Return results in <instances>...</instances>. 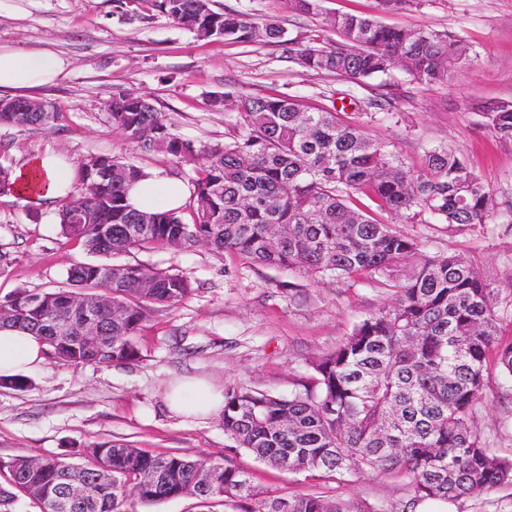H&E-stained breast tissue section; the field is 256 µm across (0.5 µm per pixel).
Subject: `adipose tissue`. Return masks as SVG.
Wrapping results in <instances>:
<instances>
[{"mask_svg":"<svg viewBox=\"0 0 512 512\" xmlns=\"http://www.w3.org/2000/svg\"><path fill=\"white\" fill-rule=\"evenodd\" d=\"M64 68L63 59L50 52L22 55L0 48V91H16L54 82ZM16 196L36 203L57 201L73 192L74 172L61 157L45 153L28 158L13 173ZM190 195L183 184L156 176L133 185L128 201L144 212L174 209ZM46 345L37 336L16 329H0V375L12 376L38 368ZM170 412L185 417H205L224 406V393L203 379L183 380L166 397Z\"/></svg>","mask_w":512,"mask_h":512,"instance_id":"obj_1","label":"adipose tissue"}]
</instances>
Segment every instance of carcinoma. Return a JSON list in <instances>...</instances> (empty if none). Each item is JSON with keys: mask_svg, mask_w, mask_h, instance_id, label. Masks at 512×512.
<instances>
[{"mask_svg": "<svg viewBox=\"0 0 512 512\" xmlns=\"http://www.w3.org/2000/svg\"><path fill=\"white\" fill-rule=\"evenodd\" d=\"M151 2L199 38L286 43L304 69L356 81L402 65L417 83H449L471 61L472 47L457 35L357 14L327 17L339 40L297 48L278 22L221 11L213 0ZM235 107L237 133L221 145L197 147L148 96L114 94L109 119L134 147L195 162L192 221L178 208L133 209L127 189L151 171L97 155L75 170V192L58 212L62 235L113 258L135 248L179 252L205 245L288 272L292 278L276 284L288 297L305 287L293 275L304 274L311 285L365 279L385 288L391 302L311 360L299 390L224 391L220 416L233 443L224 461L114 440L73 451L80 463L62 454L33 465L20 456L0 463L8 473L0 512H12L18 491L37 500L41 512H136V502L175 498L204 507L220 501L231 512H354L323 496L261 491L232 458L241 450L294 473H402L412 492L402 512L424 499L454 501L512 483V459L492 454L474 426L488 370L512 384V343L499 341L497 292L465 257L426 254L420 240L378 221L360 200L411 219L425 212L450 228L482 229L490 194L466 159L435 147L414 171L337 111L285 96H241ZM478 107L490 131L512 141V100ZM55 118L0 112V125L45 129ZM77 211L89 213L90 223H73ZM191 291L187 277L166 268L75 263L64 287L0 298V324L39 336L62 364L108 367L138 359L134 338L149 314L178 305ZM80 298L95 302L99 339L91 346L80 341L85 318L73 308ZM72 484L83 487L84 497L64 506Z\"/></svg>", "mask_w": 512, "mask_h": 512, "instance_id": "1", "label": "carcinoma"}]
</instances>
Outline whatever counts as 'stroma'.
<instances>
[{
  "label": "stroma",
  "mask_w": 512,
  "mask_h": 512,
  "mask_svg": "<svg viewBox=\"0 0 512 512\" xmlns=\"http://www.w3.org/2000/svg\"><path fill=\"white\" fill-rule=\"evenodd\" d=\"M217 8L276 19L300 43L336 40L325 15L356 12L399 28L449 31L472 48L471 64L449 83L418 84L400 68L355 82L302 68L284 45L224 43L179 28L150 0H0V47L22 54L51 52L64 70L55 85L36 91L59 117L51 128L0 126V167L16 169L29 157L55 152L71 166L95 155L121 157L190 183L191 164L158 153L135 152L113 128L106 103L118 92L150 95L174 131L195 145L224 142L234 111L215 110L214 95L278 94L342 113L365 134L388 143L406 165L420 169L425 150H456L492 198L488 229L451 228L425 218L380 213L384 223L418 238L430 255L459 254L498 290L502 343L512 342V142L495 138L474 103L512 99V0H322L319 14L291 11L287 0H215ZM389 99L379 110L368 102ZM58 202L38 204L0 195V296L24 288L63 285L76 262L91 261L81 245L66 242ZM125 259L170 268L194 283L178 306L151 314L136 335L139 357L127 364L74 368L46 359L28 372V386H0V461L41 457L108 439L151 452L223 459L230 442L219 415L184 418L166 406V392L181 378H202L227 390L244 384L286 394L307 364L336 346L353 325L388 303L385 289L366 280L327 281L301 296L278 293L287 272L250 263L231 252L195 247L178 253L132 250ZM476 426L497 456L512 459V388L490 372ZM235 461L252 483L273 494L311 493L390 512L411 492L403 478L371 470L335 479L295 474L240 453Z\"/></svg>",
  "instance_id": "1"
}]
</instances>
